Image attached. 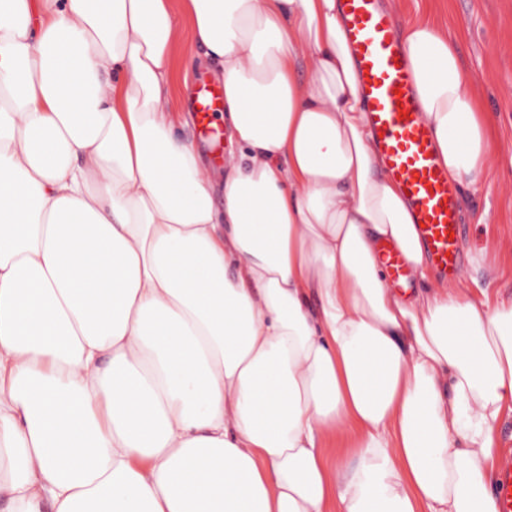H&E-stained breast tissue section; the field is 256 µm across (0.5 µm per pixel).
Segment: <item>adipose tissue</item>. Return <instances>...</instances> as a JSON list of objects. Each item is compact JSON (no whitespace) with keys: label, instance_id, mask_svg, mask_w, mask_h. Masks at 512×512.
I'll return each mask as SVG.
<instances>
[{"label":"adipose tissue","instance_id":"obj_1","mask_svg":"<svg viewBox=\"0 0 512 512\" xmlns=\"http://www.w3.org/2000/svg\"><path fill=\"white\" fill-rule=\"evenodd\" d=\"M183 19L220 208L167 106ZM401 38L472 188L471 79L437 24ZM431 279L339 0H0V512H497L512 296ZM224 100V91L221 86H215L202 79L192 104L196 115V131L201 137H209L214 132L211 127L212 114Z\"/></svg>","mask_w":512,"mask_h":512}]
</instances>
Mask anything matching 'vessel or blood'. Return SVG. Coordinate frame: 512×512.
Wrapping results in <instances>:
<instances>
[{
    "label": "vessel or blood",
    "instance_id": "vessel-or-blood-1",
    "mask_svg": "<svg viewBox=\"0 0 512 512\" xmlns=\"http://www.w3.org/2000/svg\"><path fill=\"white\" fill-rule=\"evenodd\" d=\"M348 41L360 76L367 122L387 175L409 201L429 259L446 277L460 271L462 224L454 188L440 166L432 131L421 118L414 75L398 29L380 0H339ZM222 87L201 81L192 104L198 135L212 133V115ZM499 512H512V460L498 471Z\"/></svg>",
    "mask_w": 512,
    "mask_h": 512
}]
</instances>
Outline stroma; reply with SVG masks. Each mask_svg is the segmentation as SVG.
<instances>
[{
	"mask_svg": "<svg viewBox=\"0 0 512 512\" xmlns=\"http://www.w3.org/2000/svg\"><path fill=\"white\" fill-rule=\"evenodd\" d=\"M397 23L436 22L455 42L472 76V93L485 103L484 123L490 150L487 176L476 190H460L463 225L460 284L493 287L512 295V0H384ZM189 39H182L177 86L169 106L190 116L199 74L209 68Z\"/></svg>",
	"mask_w": 512,
	"mask_h": 512,
	"instance_id": "stroma-1",
	"label": "stroma"
}]
</instances>
